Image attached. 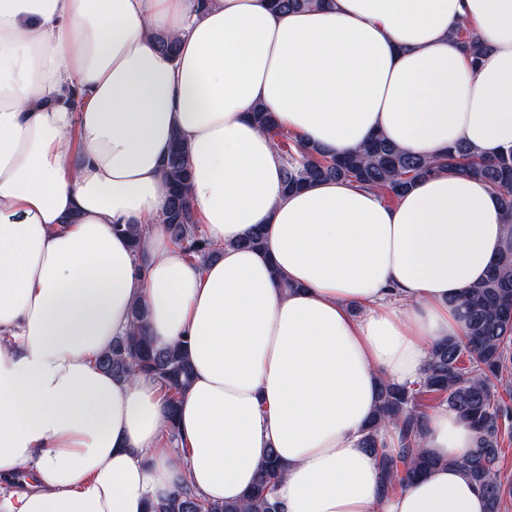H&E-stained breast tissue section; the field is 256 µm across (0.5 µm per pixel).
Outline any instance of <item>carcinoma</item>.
I'll return each instance as SVG.
<instances>
[{"mask_svg": "<svg viewBox=\"0 0 512 512\" xmlns=\"http://www.w3.org/2000/svg\"><path fill=\"white\" fill-rule=\"evenodd\" d=\"M271 2L277 10L289 12L319 6L322 0ZM456 42L474 65L487 50L483 39L467 27L458 31ZM252 118L285 158L287 192L315 181L335 179L378 188L397 199L418 179L447 170L485 180L512 218V149L486 158L471 145L460 142L434 157H415L375 135L355 154L340 156L298 138L295 149H289L288 132L280 127L274 113L262 107L255 109ZM162 177L168 193L163 223L171 241L190 260L202 265L214 260L221 248L205 236L188 203L189 159L179 139L171 145ZM113 230L129 235L133 252L142 250L146 232L121 224L113 225ZM464 307V334L435 344L420 380L404 386H381L380 406L364 432L361 446L377 458L383 491L411 481L438 462L428 450L419 447V440L427 429L429 411L446 404L475 431L474 448L462 462L464 472L483 492L487 512H501L503 502L512 496V478L500 466L502 442L504 437L512 436V409L503 404L497 390L512 364V244L501 253L487 278L466 292ZM146 318V308L135 305L131 312L132 330L113 338L112 345L96 357V364L118 379L135 373L152 377L165 396L163 436L167 442L177 444L179 398L191 380L192 365L184 346L158 347L143 334ZM388 424L398 427L396 450L386 447L383 440L382 431ZM283 471L272 452L257 482L239 502L216 503L178 492L151 502L149 512H282L275 491Z\"/></svg>", "mask_w": 512, "mask_h": 512, "instance_id": "carcinoma-1", "label": "carcinoma"}]
</instances>
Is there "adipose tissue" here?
<instances>
[{
    "label": "adipose tissue",
    "instance_id": "obj_1",
    "mask_svg": "<svg viewBox=\"0 0 512 512\" xmlns=\"http://www.w3.org/2000/svg\"><path fill=\"white\" fill-rule=\"evenodd\" d=\"M465 26L489 46L476 67ZM259 104L335 153L380 132L413 156H497L512 0H0V512H148L184 487L237 501L272 451L284 512H487L455 411L421 442L440 465L388 493L361 440L381 383L418 381L462 335L465 290L512 241L497 194L445 173L391 204L342 180L284 192ZM176 136L223 246L204 265L162 223ZM118 224L151 226L141 252ZM258 225L265 249L238 247ZM137 301L193 366L175 448L157 383L96 364Z\"/></svg>",
    "mask_w": 512,
    "mask_h": 512
}]
</instances>
